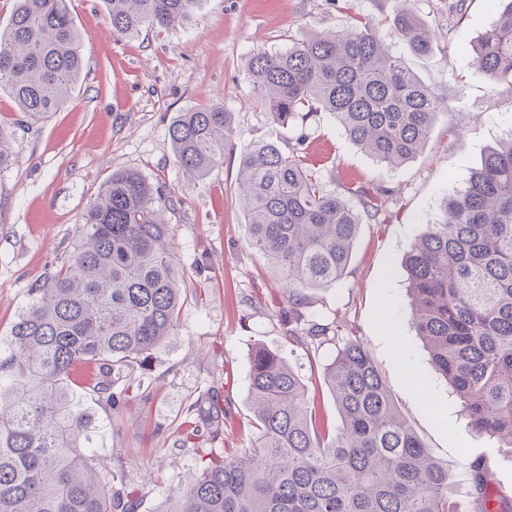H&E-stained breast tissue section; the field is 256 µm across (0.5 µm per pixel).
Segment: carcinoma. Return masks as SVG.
<instances>
[{"mask_svg": "<svg viewBox=\"0 0 512 512\" xmlns=\"http://www.w3.org/2000/svg\"><path fill=\"white\" fill-rule=\"evenodd\" d=\"M112 31L170 28L191 20L202 0H105ZM496 19L472 46L489 81L512 85V0H492ZM431 51L428 28L403 6L394 27L359 19L344 32L296 39L284 51H258L248 63L256 99L287 126L328 113L358 148L397 167L426 144L436 117L453 107L421 81L387 40ZM80 35L66 0H16L0 30V89L25 117L60 111L82 70ZM169 136L182 169L203 177L223 164L233 137L224 105L181 112ZM238 192L249 244L285 282L288 302L338 281L363 216L383 202L361 191L355 209L305 166L301 149L260 141L240 158ZM168 196L138 171L121 169L103 186L79 227L67 261L30 290L0 343V512H137L123 477L95 462L98 430L81 394L120 408L134 372L172 335L185 300L172 251ZM404 266L415 299L413 324L469 426L512 457V138L489 152L465 184L444 198ZM342 324L294 320L288 343L329 341ZM124 386L116 391L118 380ZM324 383L341 427L317 425L301 376L273 350L251 358L252 447L221 448L157 512H460L452 476L401 417L369 353L347 341ZM219 422L224 403H193L180 424L195 444L197 418ZM476 512H512L490 493L492 474L473 461Z\"/></svg>", "mask_w": 512, "mask_h": 512, "instance_id": "carcinoma-1", "label": "carcinoma"}]
</instances>
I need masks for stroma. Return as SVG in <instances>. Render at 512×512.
<instances>
[{
    "label": "stroma",
    "instance_id": "obj_1",
    "mask_svg": "<svg viewBox=\"0 0 512 512\" xmlns=\"http://www.w3.org/2000/svg\"><path fill=\"white\" fill-rule=\"evenodd\" d=\"M66 3L81 35L83 70L64 108L29 121L0 91V126L13 146L11 162L0 168V340H8L31 288L67 259L85 210L113 171L134 169L164 188L174 203V252L187 288L177 327L139 371L141 385L120 411L87 402L101 430L93 453L135 488L138 512H157L190 482L210 445L251 447L249 371L257 345L280 352L314 389L328 428L341 424L323 373L346 339L285 342L288 295L249 245L237 193L239 160L256 142L288 147L299 138L325 182L385 198L380 215L360 225L346 274L310 290L299 314L352 328L400 414L430 455L447 464L462 512L473 509L469 465L476 459L492 472L493 491L511 497L512 457L468 427L434 369L412 325L404 266L415 240L441 219L444 196L512 136V87L490 83L468 48L495 18L488 0H203L190 23L146 26L131 36L113 33L104 0ZM399 3L434 39L431 53L407 54L409 67L459 105L438 116L420 153L385 168L326 113L289 127L272 122L252 94L247 63L254 52L343 30L358 16L391 26ZM217 103L231 114L232 145L206 176H186L169 126L181 112ZM210 390L224 401L221 435L213 444L183 446L176 427Z\"/></svg>",
    "mask_w": 512,
    "mask_h": 512
}]
</instances>
